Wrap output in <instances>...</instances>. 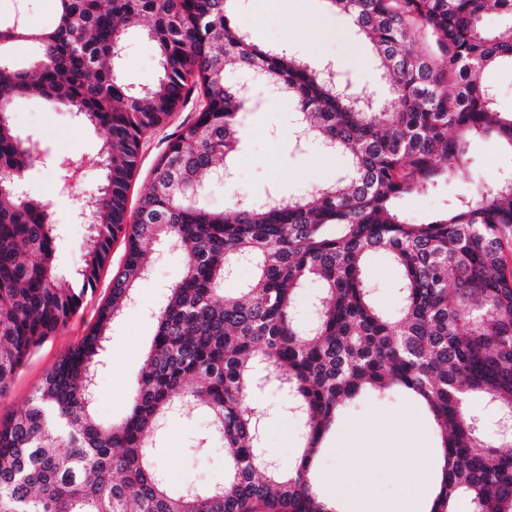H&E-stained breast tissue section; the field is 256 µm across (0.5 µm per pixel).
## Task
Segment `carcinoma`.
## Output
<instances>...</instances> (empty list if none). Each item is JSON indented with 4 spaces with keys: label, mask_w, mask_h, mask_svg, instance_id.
<instances>
[{
    "label": "carcinoma",
    "mask_w": 512,
    "mask_h": 512,
    "mask_svg": "<svg viewBox=\"0 0 512 512\" xmlns=\"http://www.w3.org/2000/svg\"><path fill=\"white\" fill-rule=\"evenodd\" d=\"M56 20L33 28L0 14V397L24 361L82 304L112 241L126 257L90 331L46 372L22 411L0 418V512H336L317 491L312 463L339 416L366 397L403 392L435 423L443 459L428 512H512V431L485 437L475 404L512 417V178L475 180L424 224L397 207L448 187L471 142L489 140L512 160V111L502 112L487 74L512 67V0H330L353 18L380 60L389 106L286 49L260 48L236 28L230 0H55ZM495 8L502 24L483 23ZM154 44L160 76L142 89L119 77L123 44ZM236 60L296 103V120L323 147L347 154L348 173L313 199L272 191L197 204L219 162L241 143L247 102L228 79ZM203 95L154 169L140 207L127 190L146 135L193 90ZM35 98L102 129L105 178L87 213L94 226L83 267L56 274L54 212L21 189L36 161L9 114ZM176 165L169 172L170 165ZM184 252L168 289L131 407L119 422L94 412L107 331L135 299L153 264L147 243ZM374 252L398 271L401 302L388 314L366 277ZM255 280L223 292L237 264ZM317 284L314 321L296 318L297 295ZM271 377L297 425L300 456L283 472L259 449L264 410L247 405ZM206 409L219 441L224 485L173 488L158 459L163 425Z\"/></svg>",
    "instance_id": "1"
}]
</instances>
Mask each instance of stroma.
I'll return each mask as SVG.
<instances>
[{
	"instance_id": "obj_1",
	"label": "stroma",
	"mask_w": 512,
	"mask_h": 512,
	"mask_svg": "<svg viewBox=\"0 0 512 512\" xmlns=\"http://www.w3.org/2000/svg\"><path fill=\"white\" fill-rule=\"evenodd\" d=\"M233 21L260 46L285 47L313 62H332L366 89L385 88L368 42L357 29L342 22L340 12L330 0H283L282 9L275 14L256 13L252 0H242ZM158 74L154 48L144 38L130 39L120 69L122 82L139 89L151 84ZM199 110L198 97L190 96L184 106L147 135L128 191L129 210H136L168 143L184 125L194 120ZM294 110L293 100L273 93L257 97L242 114L243 145L232 166L236 197L249 199L275 188L287 197L307 198L316 185L334 181L346 170L348 160L341 153H328L315 146L303 153L289 149ZM12 122L21 136L38 140L50 156L47 163L36 164L25 175L35 194L48 202L64 196L75 207H87L104 178L103 170L86 169L66 192L61 189L58 171L68 163L97 155L104 139L103 131L78 123L71 113L46 110L34 99L14 105ZM511 176L512 166L507 165L499 147L490 141L477 140L470 145L465 170L449 183L447 192L412 196L403 200L399 208L413 222L423 223L443 208L448 194L466 192L472 181L498 182ZM124 254L123 242H114L93 291L88 292L78 313L31 355L9 392L0 397V417L24 409L46 371L89 331L99 307L110 295L112 278L122 268ZM183 262L184 256L178 249L157 252L151 274L139 288L134 304L113 321L106 343V364L96 381L95 413L99 420L117 421L128 413L133 386L155 333L156 314L168 288L179 280ZM367 275L378 305L387 311L394 310L399 297L397 272L392 262L384 254H372ZM253 401L271 410L265 422L264 454L274 458L281 468H288L296 456V436L284 434L283 428L294 425L292 414L281 410V401L272 392L256 393ZM349 425L363 428L364 439L346 434ZM209 431L210 418L204 411L167 425L160 442L161 460L174 487L212 488L223 484L226 476L223 452L202 454L193 447L194 441ZM406 433L421 434L424 447L436 445L428 414L414 402L403 397L362 401L348 410L330 433L315 469L322 476L342 473L351 486L366 481L377 500L408 498L415 500L418 507H425L432 482L399 479L396 472L404 460L387 441L388 435ZM363 443L376 445L377 451L359 465L354 461V450Z\"/></svg>"
}]
</instances>
